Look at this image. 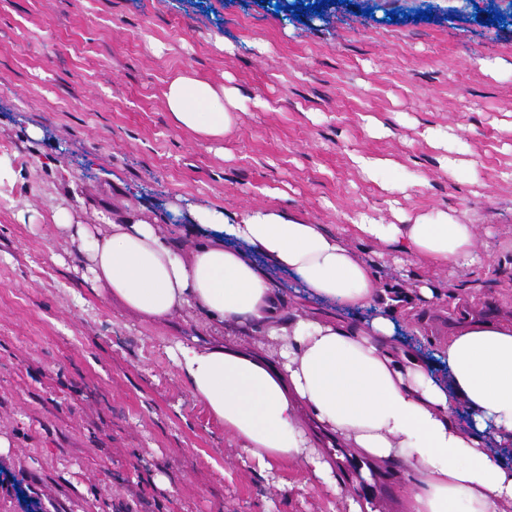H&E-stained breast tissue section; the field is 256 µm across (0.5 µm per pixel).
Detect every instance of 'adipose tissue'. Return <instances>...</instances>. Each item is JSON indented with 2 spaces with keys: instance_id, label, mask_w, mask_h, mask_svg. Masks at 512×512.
<instances>
[{
  "instance_id": "adipose-tissue-1",
  "label": "adipose tissue",
  "mask_w": 512,
  "mask_h": 512,
  "mask_svg": "<svg viewBox=\"0 0 512 512\" xmlns=\"http://www.w3.org/2000/svg\"><path fill=\"white\" fill-rule=\"evenodd\" d=\"M177 126L221 137L241 100L180 75L168 85ZM190 250L132 213L104 224L59 220L77 238L98 292L149 322L190 308L209 332L171 347L192 394L261 469L303 463L312 482L340 492L337 448L372 468L400 466L403 512H501L512 503V320L468 321L433 357L398 336L396 312L418 292L383 287L355 242H380L436 267L475 263V225L438 210L386 224L363 216L336 232L298 213L192 207ZM335 305L304 313L267 269ZM263 341L243 345L247 328Z\"/></svg>"
}]
</instances>
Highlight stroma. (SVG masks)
Returning a JSON list of instances; mask_svg holds the SVG:
<instances>
[{
	"label": "stroma",
	"instance_id": "obj_1",
	"mask_svg": "<svg viewBox=\"0 0 512 512\" xmlns=\"http://www.w3.org/2000/svg\"><path fill=\"white\" fill-rule=\"evenodd\" d=\"M315 2L0 0V155L16 172L0 187V512H346L362 494L299 463L260 469L168 353L204 316L159 328L94 292L58 210L97 224L144 206L188 249L195 227L169 205L275 204L331 232L393 222L394 203L448 210L475 225L481 264L355 245L382 283L441 292L400 336L430 354L464 319L512 318V0ZM180 74L245 96L224 136L174 123ZM354 152L394 161V189Z\"/></svg>",
	"mask_w": 512,
	"mask_h": 512
}]
</instances>
